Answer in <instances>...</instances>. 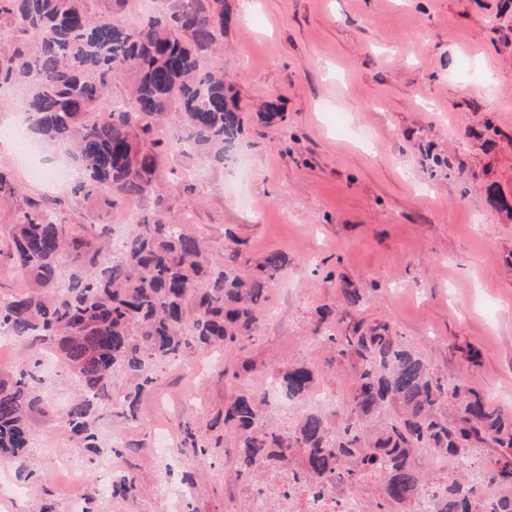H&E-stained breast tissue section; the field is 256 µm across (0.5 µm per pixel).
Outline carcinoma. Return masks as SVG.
<instances>
[{
  "label": "carcinoma",
  "mask_w": 512,
  "mask_h": 512,
  "mask_svg": "<svg viewBox=\"0 0 512 512\" xmlns=\"http://www.w3.org/2000/svg\"><path fill=\"white\" fill-rule=\"evenodd\" d=\"M205 10L192 3L160 9L132 27L119 19L93 16L87 0H0V88L26 87L27 131L46 142L71 147L78 166L70 193L76 203L111 208L142 199L155 189L162 155L170 153L222 164L242 125L236 101L224 89V71L206 70L202 59L224 34V2ZM132 79L128 102L100 111L112 81ZM20 185L0 168V202ZM59 202L30 198L16 215L9 246L16 268L32 287L0 294V328L47 351L77 376L80 394L67 410L70 430L81 447L100 454L94 423L110 411L123 378L124 406L136 416L143 392L155 382L159 360H176L195 350L251 338L266 292L287 267L271 252L249 270L241 251L224 248V264L211 263L207 240L180 224L162 196L143 212L123 251L106 261L97 240L108 224L79 233ZM315 333L332 350L325 363H354L348 416L331 422L309 410L290 429L263 423L264 407L280 395L297 400L316 385L318 366L286 364L270 375V389L240 394L224 408V423L237 433L236 478L254 481L267 469L288 465L295 484L336 481L356 489L374 475L384 483L383 503L404 504L426 485L417 461L421 448L456 467L477 443L505 454L487 470L481 489L461 477L448 480L440 512H473L485 494L496 497L494 512H512V414L480 394L447 387L422 356L383 322L319 310ZM40 360L11 376L0 375V461L28 480L29 418L45 412ZM453 407L450 425L443 411ZM373 419L370 434L364 422ZM182 447L197 456L219 441L186 425ZM135 480H114L110 495L132 498Z\"/></svg>",
  "instance_id": "carcinoma-1"
}]
</instances>
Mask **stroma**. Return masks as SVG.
<instances>
[{
  "label": "stroma",
  "instance_id": "1",
  "mask_svg": "<svg viewBox=\"0 0 512 512\" xmlns=\"http://www.w3.org/2000/svg\"><path fill=\"white\" fill-rule=\"evenodd\" d=\"M204 63L223 70L241 107L243 172L167 156L156 191L192 215L213 263L234 237L250 262L281 251L288 266L256 332L221 350L206 376L188 374L210 363L206 353L161 363L138 429L125 430L117 406L98 420L102 441L121 437L135 497L100 495V459L65 417L78 383L60 365L44 392L50 411L30 421L34 473L0 512H71L75 499L90 512H166L163 479L189 487L182 512H244L224 405L286 363L329 358L314 334L324 305L388 323L442 382L512 412V0H224V35ZM271 103L282 117L266 124ZM0 167L20 181L0 208L3 241L25 198L68 187L28 179L15 152ZM346 279L362 290L351 308ZM189 424L220 447L161 463L154 429L179 438ZM64 456L86 476L75 499L57 470Z\"/></svg>",
  "mask_w": 512,
  "mask_h": 512
}]
</instances>
